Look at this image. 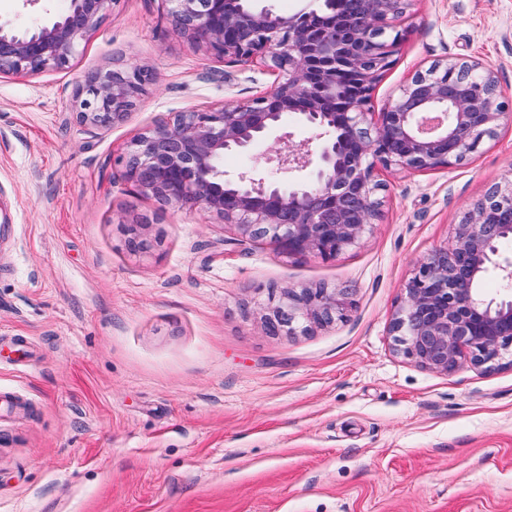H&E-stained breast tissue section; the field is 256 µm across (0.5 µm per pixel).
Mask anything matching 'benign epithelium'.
Returning <instances> with one entry per match:
<instances>
[{
	"label": "benign epithelium",
	"mask_w": 512,
	"mask_h": 512,
	"mask_svg": "<svg viewBox=\"0 0 512 512\" xmlns=\"http://www.w3.org/2000/svg\"><path fill=\"white\" fill-rule=\"evenodd\" d=\"M112 0H70L67 12L24 31L0 22V76L65 69ZM177 33L236 62L256 59L280 74L260 96L180 112L144 129L120 158L136 191L168 206H191L243 239L268 238L279 253L333 260L357 245L380 217L379 169L433 170L459 164L495 137L512 113L492 71L450 61L411 77L380 112L371 95L400 35L388 31L414 0H342L340 15L316 9L284 16L261 0H166ZM153 80L148 67L97 70L77 89V119L99 129L120 124ZM311 137L280 133L288 120ZM267 144L266 160L297 180L253 171L224 173V154ZM148 221L123 223L132 255L158 239ZM512 183L490 188L455 225L453 239L417 263L391 320L396 350L416 365L451 374L512 366V290L486 298L474 287L490 270L512 283ZM267 335L307 334L345 320L347 291L325 284L267 289Z\"/></svg>",
	"instance_id": "1"
}]
</instances>
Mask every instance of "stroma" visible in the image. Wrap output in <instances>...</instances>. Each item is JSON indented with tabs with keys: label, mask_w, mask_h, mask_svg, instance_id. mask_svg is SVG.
Returning a JSON list of instances; mask_svg holds the SVG:
<instances>
[{
	"label": "stroma",
	"mask_w": 512,
	"mask_h": 512,
	"mask_svg": "<svg viewBox=\"0 0 512 512\" xmlns=\"http://www.w3.org/2000/svg\"><path fill=\"white\" fill-rule=\"evenodd\" d=\"M69 0H0L24 30ZM372 111L416 72L492 70L512 104V0H414ZM167 0H115L70 68L0 78V512H512V367L445 375L394 349L417 261L494 185L512 126L469 160L380 170L381 217L336 259L289 258L125 181L120 156L180 112L277 83L178 37ZM115 64L155 80L121 124L81 125L74 93ZM160 243L138 258L121 223ZM348 290V318L268 336V286Z\"/></svg>",
	"instance_id": "stroma-1"
}]
</instances>
